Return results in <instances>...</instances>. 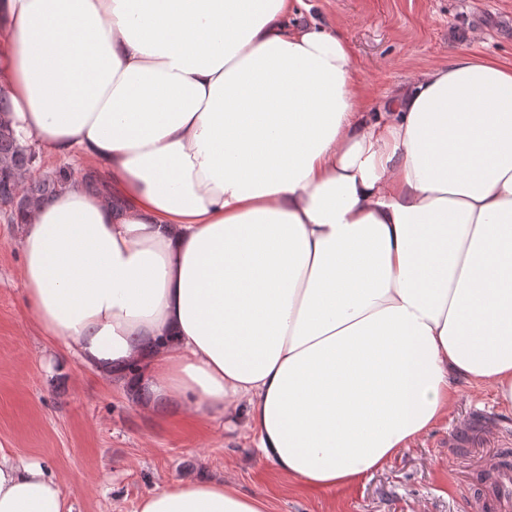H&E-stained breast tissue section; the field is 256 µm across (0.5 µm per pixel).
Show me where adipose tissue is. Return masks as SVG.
<instances>
[{"instance_id":"ef3b65f1","label":"adipose tissue","mask_w":512,"mask_h":512,"mask_svg":"<svg viewBox=\"0 0 512 512\" xmlns=\"http://www.w3.org/2000/svg\"><path fill=\"white\" fill-rule=\"evenodd\" d=\"M300 0H0L20 140L79 155L29 217L27 307L80 363L246 424L317 489L445 418L454 379L512 406V68L461 58L368 103ZM0 512H71L0 454ZM137 512H268L177 481Z\"/></svg>"}]
</instances>
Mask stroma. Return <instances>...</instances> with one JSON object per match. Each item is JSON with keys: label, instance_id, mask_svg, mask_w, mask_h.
<instances>
[{"label": "stroma", "instance_id": "35a3bbf8", "mask_svg": "<svg viewBox=\"0 0 512 512\" xmlns=\"http://www.w3.org/2000/svg\"><path fill=\"white\" fill-rule=\"evenodd\" d=\"M300 17L339 32L355 77L382 99L460 55L512 66V0H302ZM0 212V447L51 466L72 512H137L153 489L209 477L264 497L269 512H502L482 488L512 466V408L458 383L447 418L348 488L314 490L259 457L248 429L188 421L178 403L131 401L26 307L17 240Z\"/></svg>", "mask_w": 512, "mask_h": 512}]
</instances>
